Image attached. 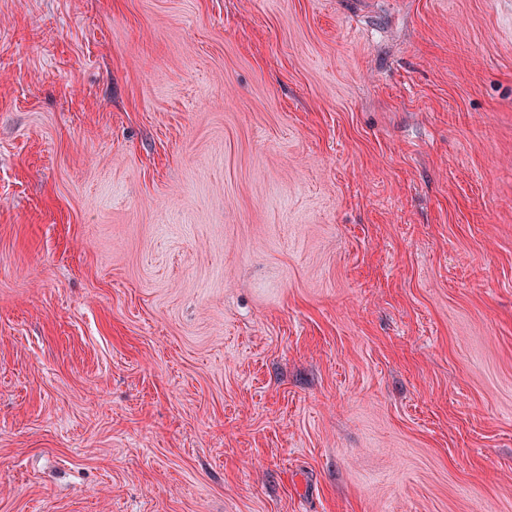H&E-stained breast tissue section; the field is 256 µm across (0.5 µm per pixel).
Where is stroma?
Instances as JSON below:
<instances>
[{"mask_svg":"<svg viewBox=\"0 0 512 512\" xmlns=\"http://www.w3.org/2000/svg\"><path fill=\"white\" fill-rule=\"evenodd\" d=\"M0 512H512V0H0Z\"/></svg>","mask_w":512,"mask_h":512,"instance_id":"1","label":"stroma"}]
</instances>
